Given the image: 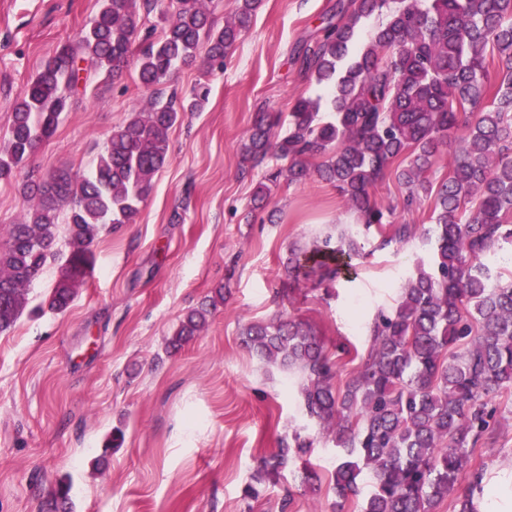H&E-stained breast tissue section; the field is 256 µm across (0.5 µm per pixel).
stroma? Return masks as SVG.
Segmentation results:
<instances>
[{
	"instance_id": "1",
	"label": "stroma",
	"mask_w": 512,
	"mask_h": 512,
	"mask_svg": "<svg viewBox=\"0 0 512 512\" xmlns=\"http://www.w3.org/2000/svg\"><path fill=\"white\" fill-rule=\"evenodd\" d=\"M335 2L261 0L223 70H208L200 52L158 86L166 99L204 85L208 102L171 130L168 162L136 223L97 236L92 266L63 312L49 307L68 258L59 228L56 259L29 286L22 316L0 333V512H44L61 482L74 512H332L327 474L342 456L305 414L302 375L259 359L239 333L281 315L307 322L345 382L362 364L368 325L432 254L421 238L386 245L374 230L335 281L296 282L284 271L290 249L355 226L356 215L317 177L292 184L280 176L264 208L254 204L256 186L280 163L242 172L241 146L257 112H285L297 94L320 95L293 49ZM99 6L0 0V139L23 84L81 35ZM148 98L135 68L92 78L30 169L87 174L112 130ZM401 197L390 176L373 193L394 208L396 223H427L430 201L407 212ZM221 284L230 287L223 307L199 336L166 353L180 318ZM491 405L492 437L466 465L481 473L479 502L502 479L512 493V399ZM297 433L315 441L319 482L301 488L293 467L264 479L260 459Z\"/></svg>"
}]
</instances>
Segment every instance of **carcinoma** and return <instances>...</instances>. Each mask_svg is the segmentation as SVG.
Returning <instances> with one entry per match:
<instances>
[{
    "instance_id": "cac0c4a2",
    "label": "carcinoma",
    "mask_w": 512,
    "mask_h": 512,
    "mask_svg": "<svg viewBox=\"0 0 512 512\" xmlns=\"http://www.w3.org/2000/svg\"><path fill=\"white\" fill-rule=\"evenodd\" d=\"M142 5H137V2ZM259 0H236L224 28L214 27L207 0H173L161 32L141 23L157 0H101L88 30L62 45L23 85L0 145V180L9 182L36 147L54 134L80 74L110 80L135 62L141 86L152 91L207 45L210 69L248 28ZM389 0H336L316 33L295 48L300 70L330 90L333 120L322 121L320 102L295 97L289 112H259L242 146V172L270 157L286 162L288 180L313 176L331 183L365 229L383 241L404 240L410 224L390 223L373 199L390 175L406 190L404 207L433 198L434 243L429 268L401 288L397 304L368 327L361 368L343 384L316 331L306 322L250 323L241 333L260 359L303 374L306 415L334 433L348 459L331 475L334 506L359 493V463L370 468L373 492L362 512H436L460 483L470 454L490 432L489 399L512 391V268L492 271L490 253L512 247V0H398L366 45L357 42L362 20L382 14ZM207 92L182 99L156 96L110 135L92 171L58 169L21 185L29 205L11 225L0 249V332L28 304L27 288L55 259L60 213H65L69 257L50 306L65 310L91 264L92 244L105 229L132 224L165 164L169 132L186 111L199 112ZM288 117L283 136L271 131ZM448 175L428 173L441 146L460 128ZM353 234L327 235L305 262L319 281L333 280L345 258L360 252ZM225 285L190 310L169 339L177 351L200 335L224 303ZM260 461L273 480L302 461L301 482L312 479L306 456L314 440L296 434ZM49 512H71L69 487L52 491Z\"/></svg>"
}]
</instances>
